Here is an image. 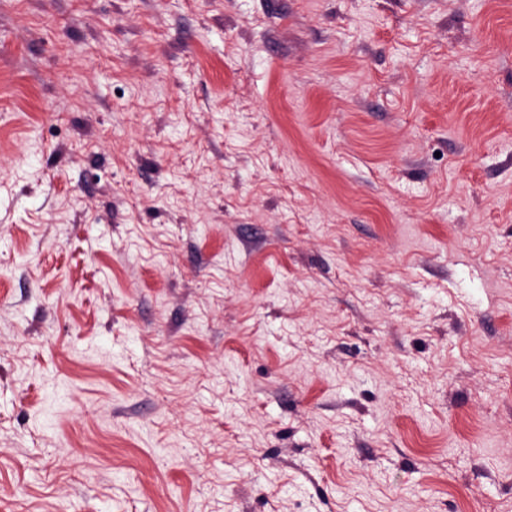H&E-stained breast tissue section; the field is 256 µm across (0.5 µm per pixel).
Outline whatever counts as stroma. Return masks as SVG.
Segmentation results:
<instances>
[{"instance_id": "35a3bbf8", "label": "stroma", "mask_w": 512, "mask_h": 512, "mask_svg": "<svg viewBox=\"0 0 512 512\" xmlns=\"http://www.w3.org/2000/svg\"><path fill=\"white\" fill-rule=\"evenodd\" d=\"M0 512H512V0H0Z\"/></svg>"}]
</instances>
